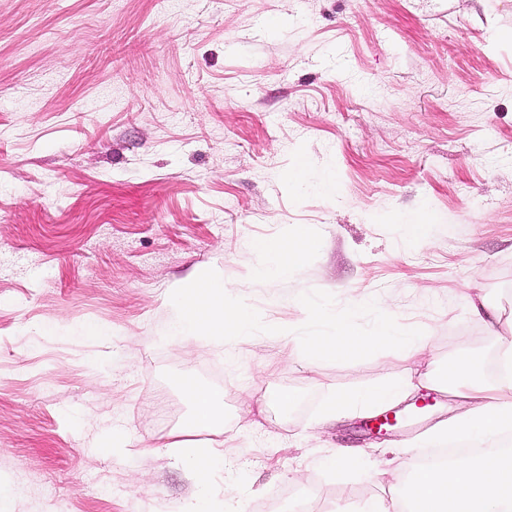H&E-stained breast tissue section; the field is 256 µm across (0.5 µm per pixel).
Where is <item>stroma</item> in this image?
I'll return each instance as SVG.
<instances>
[{
  "instance_id": "1",
  "label": "stroma",
  "mask_w": 512,
  "mask_h": 512,
  "mask_svg": "<svg viewBox=\"0 0 512 512\" xmlns=\"http://www.w3.org/2000/svg\"><path fill=\"white\" fill-rule=\"evenodd\" d=\"M299 225L316 250L257 277L252 241ZM204 267L242 289L249 338L172 339L169 290ZM477 288L512 330V0H0L9 512H182L200 482L164 442L190 422L183 374L224 401L223 424L189 435L224 454L206 481L217 512L406 494L428 434L463 406L441 397L368 438L367 412L321 409L405 364L300 351L334 332L318 307L361 332L381 311L432 336L434 367L467 352L494 380ZM112 428L124 455L96 447ZM341 447L368 449L364 469L323 467Z\"/></svg>"
}]
</instances>
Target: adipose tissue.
<instances>
[{"instance_id": "ef3b65f1", "label": "adipose tissue", "mask_w": 512, "mask_h": 512, "mask_svg": "<svg viewBox=\"0 0 512 512\" xmlns=\"http://www.w3.org/2000/svg\"><path fill=\"white\" fill-rule=\"evenodd\" d=\"M310 228L295 229L284 238L254 241L252 247L265 260L258 275H284L300 264L315 247ZM221 273L197 270L170 292L179 310L178 340L186 343L219 337L227 341L247 338L253 323L251 313L232 302ZM431 339L414 330L401 329L387 314L375 317L365 333L351 329L348 319L336 322L330 336H311L304 355L317 363L345 356L354 349H387L402 362L413 363L425 356ZM499 375L488 383L476 376L472 357L454 359L442 379L452 382L454 396L465 399L467 410L441 429L443 439H465L482 451L480 457L438 466H416L411 473L408 498L384 502H364L360 512H512V449L499 447L496 438L505 424L512 422V336L499 339ZM431 377L406 375L399 380L378 384L351 396H335L325 407L335 416L349 406L377 411L389 407L418 389L430 387ZM191 406L190 427L208 431L224 420L221 400L205 385L185 387Z\"/></svg>"}]
</instances>
